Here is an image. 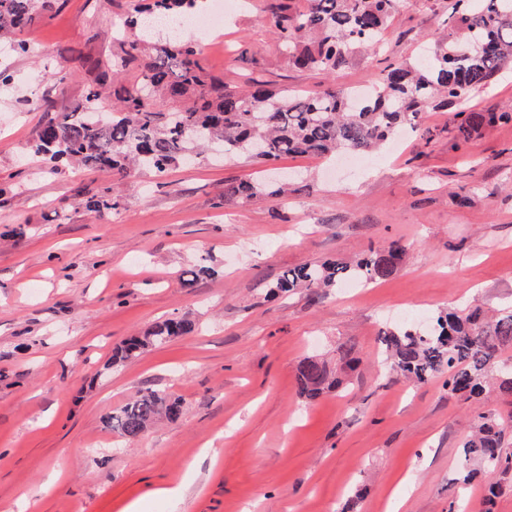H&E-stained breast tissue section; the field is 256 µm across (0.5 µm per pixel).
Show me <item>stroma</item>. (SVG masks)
<instances>
[{
	"instance_id": "35a3bbf8",
	"label": "stroma",
	"mask_w": 512,
	"mask_h": 512,
	"mask_svg": "<svg viewBox=\"0 0 512 512\" xmlns=\"http://www.w3.org/2000/svg\"><path fill=\"white\" fill-rule=\"evenodd\" d=\"M235 2L223 40L183 36L229 88L255 79L279 95L364 87L381 59H414L454 25L455 0H399L383 47L329 76L289 63L267 24L280 0ZM127 11L128 0H65L23 32L27 53L0 58L12 76L0 93V512H448L464 497L477 510L491 484L494 512H512V477L461 483L471 415L512 416V397L478 406L445 375L408 380L381 344L389 327L449 308L512 311V121L459 145V107H431V140L409 131L364 167L281 158L276 168L303 174L284 199L225 200V185L259 175L243 157L121 184L51 165L30 150L49 115L29 101L73 110L118 52ZM509 106L512 69L464 105ZM107 191L119 207L88 212ZM394 241L408 250L386 279L316 300L270 292L284 271ZM177 317L194 331L113 363L115 345ZM305 356L327 360L341 386L302 398ZM147 390L179 397L180 418L118 439L105 418ZM160 486L179 498L155 496Z\"/></svg>"
}]
</instances>
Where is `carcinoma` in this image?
<instances>
[{
  "mask_svg": "<svg viewBox=\"0 0 512 512\" xmlns=\"http://www.w3.org/2000/svg\"><path fill=\"white\" fill-rule=\"evenodd\" d=\"M65 0H0V34L14 36L59 10ZM208 0H130L119 41L121 54L86 90V114L75 119L60 112L37 132L30 150L49 161L109 170L119 179L133 171L163 173L219 148L224 157L245 155L258 162L285 156L325 157L338 151L376 150L405 126H418L423 109L446 107L486 87L512 64V0H457L460 13L448 40L424 50L416 63L396 60L372 78L371 94L357 108L334 90L321 94L277 96L258 83L245 92L230 91L212 75L190 43H151L147 36L178 25L203 11ZM397 0H285L271 24L283 49L299 68L334 74L361 48L378 47ZM141 62L130 89H109L130 64ZM456 140L466 141L484 125L512 120V111L455 113ZM286 184L260 177L224 187V197L278 198ZM119 206L116 196L86 203L98 215ZM405 252L398 241L354 265L325 262L285 272L275 284L281 292L304 289L313 298L346 280L368 285L390 276ZM193 323L172 318L116 347L112 362L132 359L143 350L188 334ZM382 343L392 370L424 382L448 370V390L478 398L498 350L512 346V313L486 320L479 309L467 315L438 314L428 332L393 328ZM300 393L315 399L338 385L324 361L305 357L297 366ZM181 400L149 390L107 416L106 427L128 441L142 436L160 419L176 421ZM506 428L490 412L474 416L472 435L463 443L462 481L480 473L512 471V452L504 446Z\"/></svg>",
  "mask_w": 512,
  "mask_h": 512,
  "instance_id": "carcinoma-1",
  "label": "carcinoma"
}]
</instances>
